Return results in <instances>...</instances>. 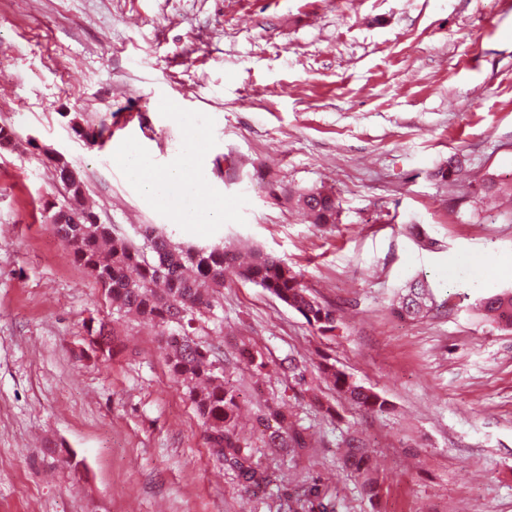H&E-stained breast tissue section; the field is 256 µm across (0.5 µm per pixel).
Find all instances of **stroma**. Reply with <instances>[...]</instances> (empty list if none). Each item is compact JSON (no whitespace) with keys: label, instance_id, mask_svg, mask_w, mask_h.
I'll return each mask as SVG.
<instances>
[{"label":"stroma","instance_id":"35a3bbf8","mask_svg":"<svg viewBox=\"0 0 512 512\" xmlns=\"http://www.w3.org/2000/svg\"><path fill=\"white\" fill-rule=\"evenodd\" d=\"M191 125L220 224L173 223L116 153L133 142L164 166ZM1 126L0 512H274L313 483L335 512H512V330L477 309L512 289V206L468 194L512 173V0H0ZM50 150L101 223L261 250L335 308L323 333L233 280L197 325L274 472L264 493L209 455L157 327L124 319L113 357L89 350L110 307L50 222ZM453 158L458 179L440 181ZM320 184L336 223L288 201ZM414 278L433 301L415 320L395 311ZM288 356L304 381L278 369ZM326 361L387 412L352 408ZM281 401L311 443L293 459L259 445V411ZM351 432L374 451L376 498L342 468Z\"/></svg>","mask_w":512,"mask_h":512}]
</instances>
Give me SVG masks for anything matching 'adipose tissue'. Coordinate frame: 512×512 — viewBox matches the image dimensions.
<instances>
[{
  "label": "adipose tissue",
  "instance_id": "adipose-tissue-1",
  "mask_svg": "<svg viewBox=\"0 0 512 512\" xmlns=\"http://www.w3.org/2000/svg\"><path fill=\"white\" fill-rule=\"evenodd\" d=\"M203 140L202 131L189 129L179 153L161 169L136 146L128 145L120 151L127 178L155 203L165 204L171 189L179 190L187 205L174 216L178 224H217L224 220L223 204L215 202L206 208L200 205L206 187L204 170L198 162Z\"/></svg>",
  "mask_w": 512,
  "mask_h": 512
}]
</instances>
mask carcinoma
Masks as SVG:
<instances>
[{
  "label": "carcinoma",
  "instance_id": "cac0c4a2",
  "mask_svg": "<svg viewBox=\"0 0 512 512\" xmlns=\"http://www.w3.org/2000/svg\"><path fill=\"white\" fill-rule=\"evenodd\" d=\"M65 169L53 168V177L67 193L66 204L58 208L64 223L54 225L73 261L82 266L102 290L112 314L123 318L136 314L155 323L164 337L163 356L171 377L185 389L196 414L205 426L204 444L219 463L236 473L253 492H263L272 482L268 468L261 466L250 451L249 438L239 427L240 400L224 376V359L219 349L195 338V325L214 312L227 278L234 276L254 283L301 314L308 324L322 332L335 329L336 311L323 304L306 288L297 273L280 260L256 252L247 262L225 246L200 247L172 241L153 224H142L138 245L112 224H101L84 206L82 186L70 188ZM474 194L512 198V182L486 177ZM288 201L312 224L336 223V197L323 186L288 191ZM429 293L421 280L406 284L399 297V315L415 318L429 309ZM485 320L512 328V291L490 294L480 301ZM322 373L333 390L348 403L365 412L383 413L388 402L378 393L352 380L333 365ZM288 406L276 403L259 417L264 422V444L268 448H306L304 432L289 421ZM373 450L355 436L344 440L340 459L346 471L361 483L366 495L375 497ZM293 512H333L315 486H301L294 498Z\"/></svg>",
  "mask_w": 512,
  "mask_h": 512
}]
</instances>
